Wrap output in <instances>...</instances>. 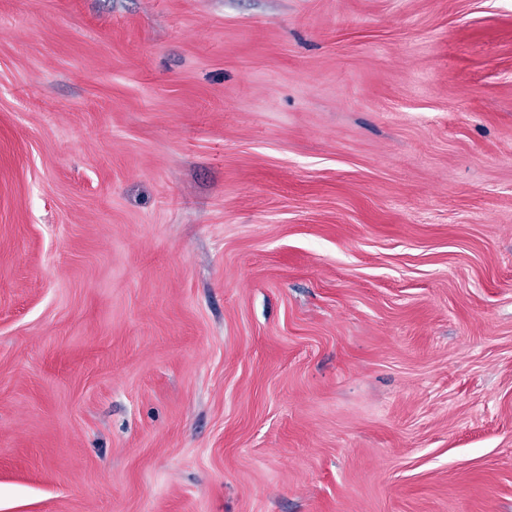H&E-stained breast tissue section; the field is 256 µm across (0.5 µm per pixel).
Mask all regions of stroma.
<instances>
[{"instance_id": "1", "label": "stroma", "mask_w": 512, "mask_h": 512, "mask_svg": "<svg viewBox=\"0 0 512 512\" xmlns=\"http://www.w3.org/2000/svg\"><path fill=\"white\" fill-rule=\"evenodd\" d=\"M0 512H512V0H0Z\"/></svg>"}]
</instances>
